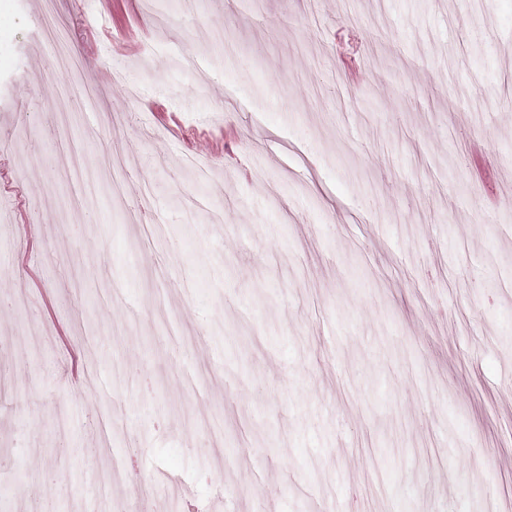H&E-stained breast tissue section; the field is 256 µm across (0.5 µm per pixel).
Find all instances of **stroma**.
I'll use <instances>...</instances> for the list:
<instances>
[{
    "instance_id": "stroma-1",
    "label": "stroma",
    "mask_w": 512,
    "mask_h": 512,
    "mask_svg": "<svg viewBox=\"0 0 512 512\" xmlns=\"http://www.w3.org/2000/svg\"><path fill=\"white\" fill-rule=\"evenodd\" d=\"M176 2L0 0V512H512V0Z\"/></svg>"
}]
</instances>
